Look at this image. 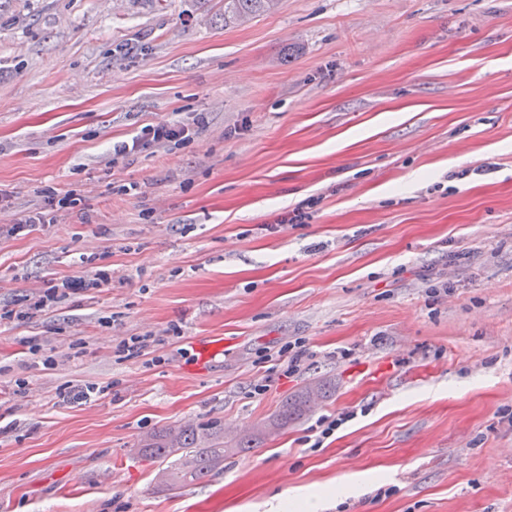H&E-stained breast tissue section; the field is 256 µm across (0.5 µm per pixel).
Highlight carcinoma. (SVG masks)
<instances>
[{
  "label": "carcinoma",
  "instance_id": "obj_1",
  "mask_svg": "<svg viewBox=\"0 0 512 512\" xmlns=\"http://www.w3.org/2000/svg\"><path fill=\"white\" fill-rule=\"evenodd\" d=\"M279 0H224V25L247 22L262 13L274 10ZM317 389L326 397L322 384L301 390L285 401L275 413L257 424L253 435L233 448L224 447V426L216 421L199 425H170L145 434L139 440L140 452L150 458L169 461L159 471L157 481L170 490L201 480L224 468V456L253 448L267 436L288 427V423L308 411L310 392Z\"/></svg>",
  "mask_w": 512,
  "mask_h": 512
}]
</instances>
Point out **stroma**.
<instances>
[{"instance_id": "obj_1", "label": "stroma", "mask_w": 512, "mask_h": 512, "mask_svg": "<svg viewBox=\"0 0 512 512\" xmlns=\"http://www.w3.org/2000/svg\"><path fill=\"white\" fill-rule=\"evenodd\" d=\"M223 14L0 0V512H268L357 477L321 512H512V0ZM88 266L108 284L32 310ZM198 336L223 353L198 364ZM318 381L203 480L165 489L138 452L178 423L236 442ZM194 134V127L178 120L147 125L141 129L140 134L134 136L130 141L123 142L118 148V153L133 156L158 144L186 143Z\"/></svg>"}]
</instances>
